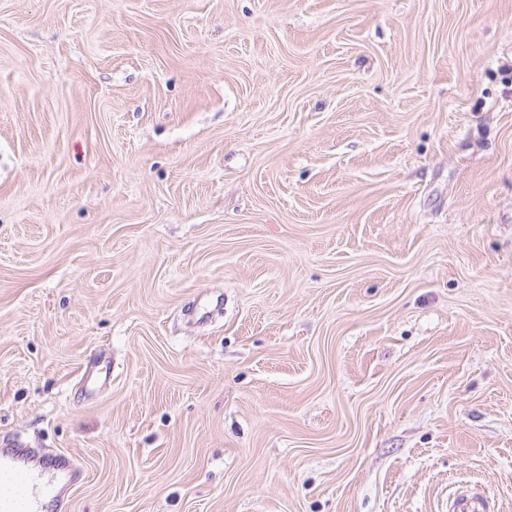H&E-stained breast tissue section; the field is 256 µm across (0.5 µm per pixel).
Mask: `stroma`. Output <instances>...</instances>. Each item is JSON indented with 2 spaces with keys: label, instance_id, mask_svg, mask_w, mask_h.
<instances>
[{
  "label": "stroma",
  "instance_id": "stroma-1",
  "mask_svg": "<svg viewBox=\"0 0 512 512\" xmlns=\"http://www.w3.org/2000/svg\"><path fill=\"white\" fill-rule=\"evenodd\" d=\"M68 512H512V0H0V435ZM449 510L452 512H487L489 508L486 497L477 492L464 490L455 494Z\"/></svg>",
  "mask_w": 512,
  "mask_h": 512
}]
</instances>
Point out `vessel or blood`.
<instances>
[{
  "mask_svg": "<svg viewBox=\"0 0 512 512\" xmlns=\"http://www.w3.org/2000/svg\"><path fill=\"white\" fill-rule=\"evenodd\" d=\"M84 472L73 458L46 464L40 449L4 439L0 442V512H44L48 497L64 499ZM451 512H488L486 497L468 490L455 494Z\"/></svg>",
  "mask_w": 512,
  "mask_h": 512,
  "instance_id": "vessel-or-blood-1",
  "label": "vessel or blood"
}]
</instances>
